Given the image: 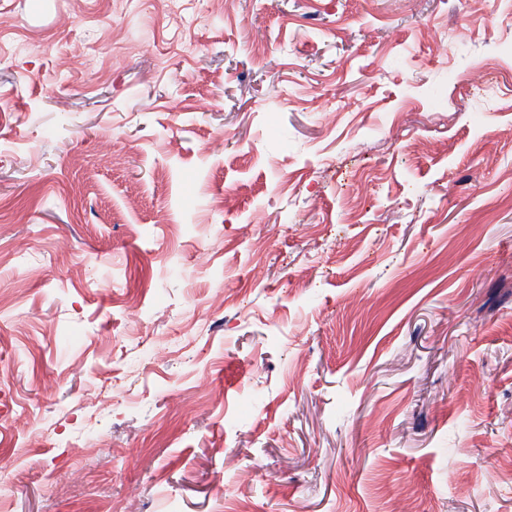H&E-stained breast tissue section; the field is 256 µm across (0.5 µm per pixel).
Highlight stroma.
<instances>
[{
  "label": "stroma",
  "mask_w": 512,
  "mask_h": 512,
  "mask_svg": "<svg viewBox=\"0 0 512 512\" xmlns=\"http://www.w3.org/2000/svg\"><path fill=\"white\" fill-rule=\"evenodd\" d=\"M511 41L0 0V512H512Z\"/></svg>",
  "instance_id": "1"
}]
</instances>
